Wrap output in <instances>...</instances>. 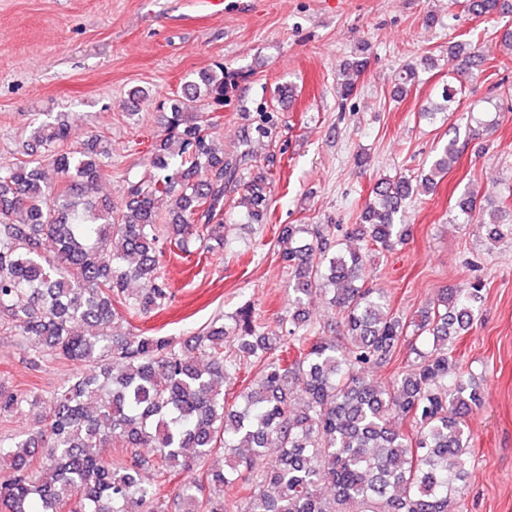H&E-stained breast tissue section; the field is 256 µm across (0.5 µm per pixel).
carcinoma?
I'll use <instances>...</instances> for the list:
<instances>
[{
  "mask_svg": "<svg viewBox=\"0 0 512 512\" xmlns=\"http://www.w3.org/2000/svg\"><path fill=\"white\" fill-rule=\"evenodd\" d=\"M463 7L476 17L512 15V0H463ZM448 56L456 77L422 112L431 119H451L466 83L491 60L460 42L448 43ZM365 67L363 58L344 68L341 100L356 92ZM417 76L418 64L403 65L397 95H407ZM227 91L221 64L187 82L168 103L164 136L147 147L148 168L127 177L118 204L95 196L112 166L108 143L96 136L67 149L69 131L58 122L35 120L28 159L0 166V318L31 342L33 364L51 355L89 366L50 395L44 427L8 443L0 438V512H169L144 483L147 464L163 476L189 474L179 512H228L224 497L213 495L226 488L243 493L240 512H451L471 458L466 416L482 397L476 383L453 372L448 341L468 331L481 309L482 280L443 289L407 320L368 286L366 252L316 224H282L280 260L292 288L281 331L261 329L243 304L185 344L193 357L170 336L109 333L121 307L144 316L166 305L165 250L187 253L199 241L206 253L224 254V196L236 185L243 186L242 218L268 219L272 173L245 176L253 160L247 150L224 160L213 135L218 120L195 109L198 100L210 112L224 107ZM498 112L496 103L480 109L469 137L489 136ZM459 153L450 139L420 174L377 180L345 237L384 250L405 243L406 201L429 192ZM45 159L60 185L44 181ZM161 200L170 206L165 229ZM455 209L493 242L512 237L506 197L486 206L467 189ZM327 291L343 326L335 339L315 335L309 323L308 301ZM410 328L427 350H416L386 385L365 378L364 369L392 360ZM248 361L260 366L259 376L230 406L222 387ZM39 401L0 385L1 416ZM404 418L413 433L398 426ZM112 447L125 454L107 460L99 453ZM141 448L152 450L151 460ZM272 451L279 464L271 468L263 460ZM325 483L333 488L328 496L319 492Z\"/></svg>",
  "mask_w": 512,
  "mask_h": 512,
  "instance_id": "1",
  "label": "carcinoma"
}]
</instances>
